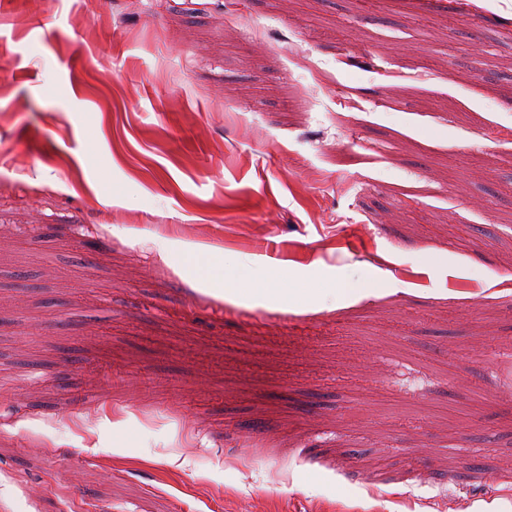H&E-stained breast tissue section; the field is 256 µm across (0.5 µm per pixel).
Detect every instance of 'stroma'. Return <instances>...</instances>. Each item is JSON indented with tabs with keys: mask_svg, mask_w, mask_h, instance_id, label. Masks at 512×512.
I'll return each instance as SVG.
<instances>
[{
	"mask_svg": "<svg viewBox=\"0 0 512 512\" xmlns=\"http://www.w3.org/2000/svg\"><path fill=\"white\" fill-rule=\"evenodd\" d=\"M0 85L9 512H512V0H0Z\"/></svg>",
	"mask_w": 512,
	"mask_h": 512,
	"instance_id": "obj_1",
	"label": "stroma"
}]
</instances>
